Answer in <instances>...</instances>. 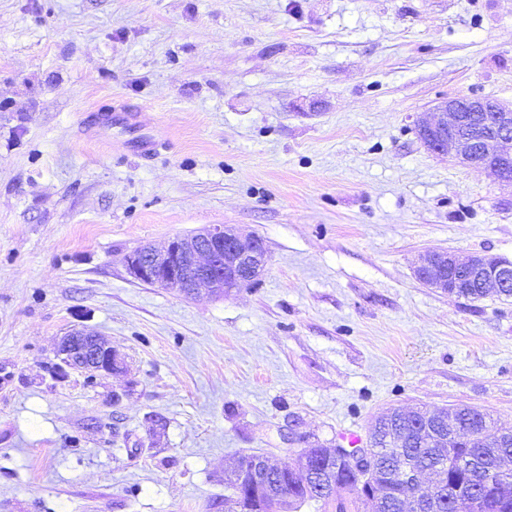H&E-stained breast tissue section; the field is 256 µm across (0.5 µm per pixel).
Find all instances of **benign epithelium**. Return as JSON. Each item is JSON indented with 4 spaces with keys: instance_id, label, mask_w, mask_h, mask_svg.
Segmentation results:
<instances>
[{
    "instance_id": "7a95c632",
    "label": "benign epithelium",
    "mask_w": 512,
    "mask_h": 512,
    "mask_svg": "<svg viewBox=\"0 0 512 512\" xmlns=\"http://www.w3.org/2000/svg\"><path fill=\"white\" fill-rule=\"evenodd\" d=\"M424 146L463 165L490 170L497 179L512 186V102L488 97H453L434 107V115L417 122ZM267 263V250L258 236L244 237L234 228L214 224L198 232L177 236L160 250L142 246L127 259L130 274L138 281L164 288L185 297L202 292L222 296L224 292L257 280ZM460 271L486 288L512 285V261L476 253L464 258L447 251L429 252L420 257L414 274L427 285L442 290L450 287L453 273ZM52 376L65 379L78 371L97 379L123 369L116 353L92 328L75 329L64 336L56 352ZM432 415L422 417L423 441L444 446ZM326 461L339 460L358 471L357 487L370 491L376 469L371 448L339 445L324 452ZM274 469L261 454L242 455L233 466L231 497L237 512H265L267 479ZM406 479L415 488L412 512H422L434 498L432 490L419 489V475Z\"/></svg>"
}]
</instances>
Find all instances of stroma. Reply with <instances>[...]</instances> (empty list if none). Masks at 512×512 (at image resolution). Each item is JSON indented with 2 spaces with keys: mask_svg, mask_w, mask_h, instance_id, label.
<instances>
[{
  "mask_svg": "<svg viewBox=\"0 0 512 512\" xmlns=\"http://www.w3.org/2000/svg\"><path fill=\"white\" fill-rule=\"evenodd\" d=\"M450 97L512 101V0H0V512H231L238 455L293 468L389 407L512 425V297L414 275L512 260V187L416 135ZM100 104L159 152L88 137ZM212 224L261 278L128 272ZM81 326L127 372L53 379ZM139 112H87L84 115L85 127L94 133L105 132L113 125H122L134 132L143 130ZM463 272L469 279H477L486 288H508L512 285V261L476 253L464 258L447 251H434L420 257L414 268L416 277L427 280L428 286L443 291L459 281L451 273ZM446 273L448 277H446ZM457 274V272H456Z\"/></svg>",
  "mask_w": 512,
  "mask_h": 512,
  "instance_id": "obj_1",
  "label": "stroma"
}]
</instances>
